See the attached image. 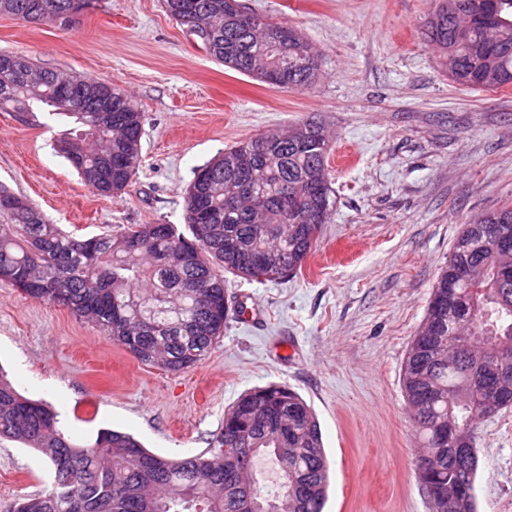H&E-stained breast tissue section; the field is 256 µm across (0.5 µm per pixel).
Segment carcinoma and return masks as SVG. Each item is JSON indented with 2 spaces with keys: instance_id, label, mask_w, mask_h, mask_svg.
<instances>
[{
  "instance_id": "cac0c4a2",
  "label": "carcinoma",
  "mask_w": 512,
  "mask_h": 512,
  "mask_svg": "<svg viewBox=\"0 0 512 512\" xmlns=\"http://www.w3.org/2000/svg\"><path fill=\"white\" fill-rule=\"evenodd\" d=\"M498 16L473 19L472 0H440L425 36L457 85L497 90L512 85V0ZM95 0H0V15L31 23L85 14ZM238 0H163L181 25L200 29L202 48L216 61L278 88L304 89L319 76L317 59L295 28L245 16ZM70 77L29 56L0 53V111L44 108L79 128L58 151L97 195L126 190L141 162L143 113L128 95L101 81L69 94ZM329 137L306 119L286 133L258 134L195 172L185 196L190 236L171 224H131L118 234L73 236L51 224L25 197L0 185V281L26 296L63 305L92 323L144 364L181 372L205 359L224 335L232 311L220 271L247 280L277 281L302 269L336 206L329 179ZM512 206L473 218L441 267L424 323L401 368L402 390L422 451L414 467L429 487L465 485L471 495L456 510L475 512L479 466L474 431L481 417L512 407ZM498 382L496 400L484 384ZM459 435L437 444L439 428ZM0 439L41 452L51 487L23 496L14 512H323L329 462L312 408L295 390L269 385L242 395L224 413L212 447L182 459L147 451L132 435L101 429L77 444L58 413L21 395L0 374ZM466 448L460 456L456 449ZM279 466L277 490L258 487L254 459Z\"/></svg>"
}]
</instances>
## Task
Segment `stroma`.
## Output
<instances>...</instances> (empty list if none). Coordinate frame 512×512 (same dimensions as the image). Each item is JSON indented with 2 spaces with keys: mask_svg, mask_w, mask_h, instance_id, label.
<instances>
[{
  "mask_svg": "<svg viewBox=\"0 0 512 512\" xmlns=\"http://www.w3.org/2000/svg\"><path fill=\"white\" fill-rule=\"evenodd\" d=\"M298 29L315 48L310 87L268 86L210 58L161 0H100L76 27L0 16V52L112 82L144 114L141 163L126 193L98 196L56 151L47 114L0 112V184L78 236L130 224L187 232L194 172L253 135L320 117L336 207L301 273L275 282L225 274L233 314L196 366L171 373L64 307L0 282V370L43 399L80 444L98 429L151 452H205L224 412L268 384L316 413L331 462L324 512H431L414 474L418 439L401 366L438 270L464 225L512 203V86L453 84L423 34L437 0H241ZM477 512H512V410L475 430ZM43 455L0 441V512L44 493Z\"/></svg>",
  "mask_w": 512,
  "mask_h": 512,
  "instance_id": "35a3bbf8",
  "label": "stroma"
}]
</instances>
